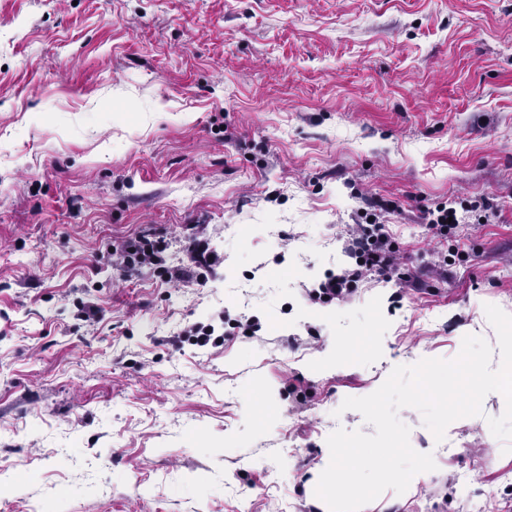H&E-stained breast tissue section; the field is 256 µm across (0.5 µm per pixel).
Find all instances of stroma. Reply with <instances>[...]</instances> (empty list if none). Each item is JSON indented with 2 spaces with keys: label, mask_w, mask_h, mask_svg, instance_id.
I'll return each instance as SVG.
<instances>
[{
  "label": "stroma",
  "mask_w": 512,
  "mask_h": 512,
  "mask_svg": "<svg viewBox=\"0 0 512 512\" xmlns=\"http://www.w3.org/2000/svg\"><path fill=\"white\" fill-rule=\"evenodd\" d=\"M374 198L414 271L426 211L466 208L468 260L309 300ZM200 230L204 285L103 261L153 231L178 265ZM488 304L512 314V0H0V512H329L328 436L374 431L343 400L496 344ZM217 320L223 346L169 342ZM482 409L440 442L400 409L437 468L365 512H466L461 482L512 512Z\"/></svg>",
  "instance_id": "stroma-1"
}]
</instances>
